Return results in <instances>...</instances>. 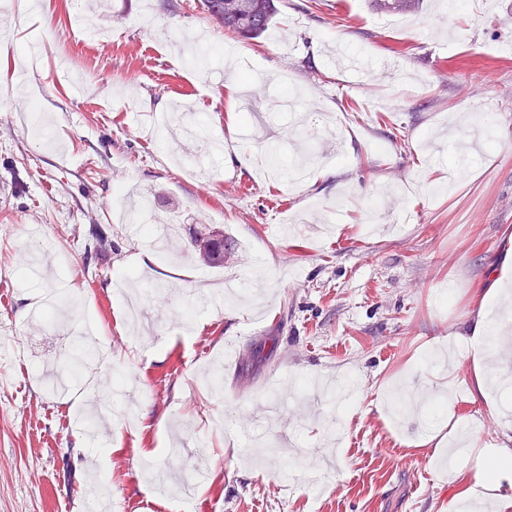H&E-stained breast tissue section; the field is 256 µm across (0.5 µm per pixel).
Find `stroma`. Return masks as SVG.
<instances>
[{
	"mask_svg": "<svg viewBox=\"0 0 512 512\" xmlns=\"http://www.w3.org/2000/svg\"><path fill=\"white\" fill-rule=\"evenodd\" d=\"M19 3L0 0V512H87L102 473L100 512H458L475 460L440 468L450 440L512 448L469 341L512 247V0H280L248 42L197 0ZM198 32L249 83L187 67ZM282 77L331 121L320 139ZM192 121L223 146L215 177L182 170ZM274 148L302 184L265 179ZM121 186L179 219L164 250L128 233ZM93 223L112 232L101 263ZM193 224L223 227L224 266L186 256ZM37 258L49 275L19 280ZM132 280L140 321L115 300ZM87 317L111 357L73 377L52 344ZM120 373L126 422L107 404Z\"/></svg>",
	"mask_w": 512,
	"mask_h": 512,
	"instance_id": "1",
	"label": "stroma"
}]
</instances>
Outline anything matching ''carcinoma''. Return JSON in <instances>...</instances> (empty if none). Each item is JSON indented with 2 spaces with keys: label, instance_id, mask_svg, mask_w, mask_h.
<instances>
[{
  "label": "carcinoma",
  "instance_id": "1",
  "mask_svg": "<svg viewBox=\"0 0 512 512\" xmlns=\"http://www.w3.org/2000/svg\"><path fill=\"white\" fill-rule=\"evenodd\" d=\"M420 0H372L382 11L405 14L411 13ZM204 12L212 18L224 32L246 40L262 37L272 26L277 14L275 0H199ZM89 252L104 256L112 251V243L107 232L98 224L88 229ZM189 246L198 251L199 257L214 265H224V231L204 227L190 234Z\"/></svg>",
  "mask_w": 512,
  "mask_h": 512
}]
</instances>
